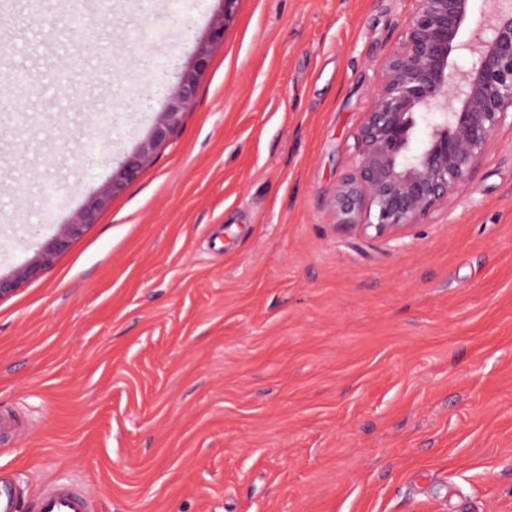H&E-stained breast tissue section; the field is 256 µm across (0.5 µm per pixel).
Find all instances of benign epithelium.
Masks as SVG:
<instances>
[{
    "label": "benign epithelium",
    "instance_id": "obj_1",
    "mask_svg": "<svg viewBox=\"0 0 512 512\" xmlns=\"http://www.w3.org/2000/svg\"><path fill=\"white\" fill-rule=\"evenodd\" d=\"M222 8L194 59L166 88V104L148 137L65 224L27 229L21 243L33 260L0 276V299L51 267L94 223L110 200L134 183L180 126L193 102L212 47L224 41L238 0ZM403 35L381 69L377 90L354 137L352 173L336 186L331 209L338 223L363 234L399 236L422 223L469 182L505 126L512 127V0L493 4L468 40L459 33L472 0H414ZM455 52L473 58L464 70ZM144 101L132 97L111 123H129Z\"/></svg>",
    "mask_w": 512,
    "mask_h": 512
}]
</instances>
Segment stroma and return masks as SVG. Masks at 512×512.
I'll use <instances>...</instances> for the list:
<instances>
[{
	"mask_svg": "<svg viewBox=\"0 0 512 512\" xmlns=\"http://www.w3.org/2000/svg\"><path fill=\"white\" fill-rule=\"evenodd\" d=\"M414 7L238 0L155 161L0 299L24 508L69 474L93 512H512V129L402 237L329 206ZM220 9L0 0V87L29 79L0 111V274L138 147Z\"/></svg>",
	"mask_w": 512,
	"mask_h": 512,
	"instance_id": "obj_1",
	"label": "stroma"
}]
</instances>
